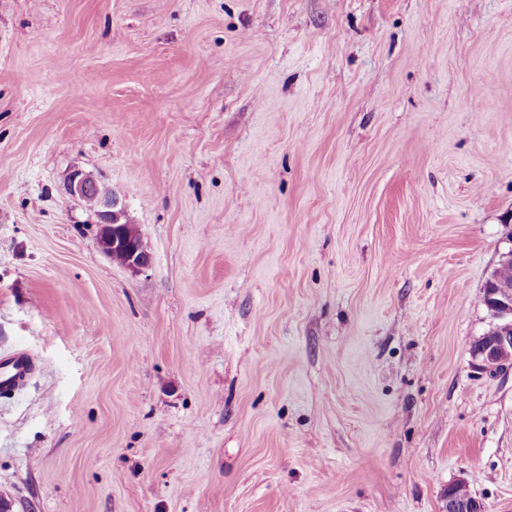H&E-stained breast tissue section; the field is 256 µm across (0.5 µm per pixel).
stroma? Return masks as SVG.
Listing matches in <instances>:
<instances>
[{
    "instance_id": "obj_1",
    "label": "stroma",
    "mask_w": 512,
    "mask_h": 512,
    "mask_svg": "<svg viewBox=\"0 0 512 512\" xmlns=\"http://www.w3.org/2000/svg\"><path fill=\"white\" fill-rule=\"evenodd\" d=\"M511 248L512 0H0L13 512H512ZM97 185V181L90 175L81 170H74L66 182L67 192L80 201L85 200L92 187ZM97 192L102 195L97 202ZM112 187L99 183L98 188H93L91 194L87 197L84 204L92 210L95 205V215L97 217V234L103 249L112 252V258L120 263H125V256L122 252L112 251L121 249L125 251L127 259L126 265L133 271H140L147 268L150 264V256L143 247L140 233L133 224H121V233H112L114 227L120 224L122 208L120 200L116 194L112 193ZM483 303L493 321L494 336L473 345L471 356L476 369L492 373L512 366V284L495 281L492 275ZM32 359L23 352L0 356V397L20 389L31 375Z\"/></svg>"
}]
</instances>
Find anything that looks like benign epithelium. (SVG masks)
<instances>
[{
	"label": "benign epithelium",
	"instance_id": "benign-epithelium-1",
	"mask_svg": "<svg viewBox=\"0 0 512 512\" xmlns=\"http://www.w3.org/2000/svg\"><path fill=\"white\" fill-rule=\"evenodd\" d=\"M97 181L81 170L73 171L66 182L67 192L83 201ZM122 208L115 195L99 197L95 215L97 234L103 248L110 251H125L126 265L133 271H140L150 264V256L143 247L140 233L133 224L122 225V231L113 232L119 224ZM484 306L493 321L494 336L480 340L471 347L473 365L484 372H497L512 366V284L500 283L494 279L484 288Z\"/></svg>",
	"mask_w": 512,
	"mask_h": 512
}]
</instances>
